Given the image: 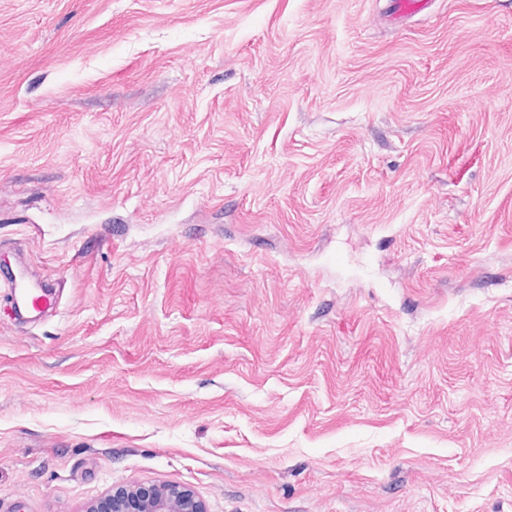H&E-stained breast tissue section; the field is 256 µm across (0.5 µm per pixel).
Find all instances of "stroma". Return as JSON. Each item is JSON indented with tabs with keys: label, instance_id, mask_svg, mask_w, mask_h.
<instances>
[{
	"label": "stroma",
	"instance_id": "1",
	"mask_svg": "<svg viewBox=\"0 0 512 512\" xmlns=\"http://www.w3.org/2000/svg\"><path fill=\"white\" fill-rule=\"evenodd\" d=\"M390 3L0 0V512H512V0ZM8 288L11 289V296L18 304L31 313L39 314L42 312L41 305H38L41 299L46 303L49 300V293L45 288H35L24 280H14L9 282ZM119 489L112 494L113 512H203L194 495L179 485Z\"/></svg>",
	"mask_w": 512,
	"mask_h": 512
}]
</instances>
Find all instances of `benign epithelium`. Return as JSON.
Returning a JSON list of instances; mask_svg holds the SVG:
<instances>
[{"instance_id":"1","label":"benign epithelium","mask_w":512,"mask_h":512,"mask_svg":"<svg viewBox=\"0 0 512 512\" xmlns=\"http://www.w3.org/2000/svg\"><path fill=\"white\" fill-rule=\"evenodd\" d=\"M112 512H203L201 503L179 485L113 491Z\"/></svg>"}]
</instances>
